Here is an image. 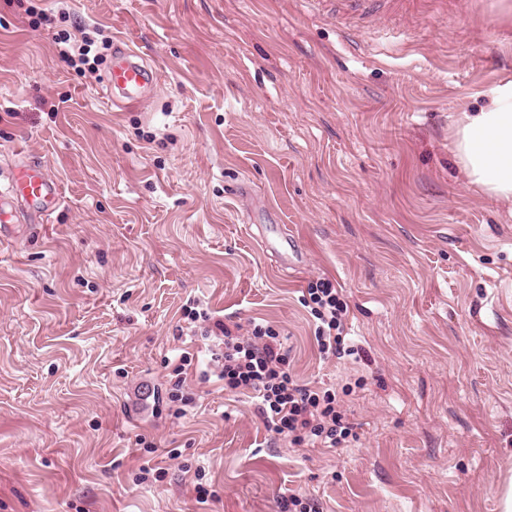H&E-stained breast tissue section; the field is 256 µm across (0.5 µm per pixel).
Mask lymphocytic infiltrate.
I'll return each instance as SVG.
<instances>
[{"label":"lymphocytic infiltrate","mask_w":512,"mask_h":512,"mask_svg":"<svg viewBox=\"0 0 512 512\" xmlns=\"http://www.w3.org/2000/svg\"><path fill=\"white\" fill-rule=\"evenodd\" d=\"M307 304L316 320L314 339L320 354L341 358L351 355L345 344L347 305L338 289L325 278L310 284ZM185 319L207 322V335L221 345L211 355L216 376L225 390L248 394L267 430L296 445L335 448L353 438L343 401L335 391L299 383L288 370V354L280 333L268 324L253 325L245 336L234 334L206 309L190 305Z\"/></svg>","instance_id":"lymphocytic-infiltrate-1"}]
</instances>
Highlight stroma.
Segmentation results:
<instances>
[{
	"label": "stroma",
	"mask_w": 512,
	"mask_h": 512,
	"mask_svg": "<svg viewBox=\"0 0 512 512\" xmlns=\"http://www.w3.org/2000/svg\"><path fill=\"white\" fill-rule=\"evenodd\" d=\"M82 27L138 50L153 92L113 101L110 49L85 74L63 62L58 33ZM360 42L317 0H0V174L33 161L62 194L0 238V512H281L291 494L500 512L512 200L469 183L454 130L512 80V0H423L404 33ZM264 224L297 268L261 248ZM320 278L355 355L318 353L303 297ZM193 298L279 328L301 383L351 387L356 441L278 440L193 373L194 407L165 413L166 360L211 366V340L183 331Z\"/></svg>",
	"instance_id": "35a3bbf8"
}]
</instances>
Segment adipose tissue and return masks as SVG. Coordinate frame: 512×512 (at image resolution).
<instances>
[{"label": "adipose tissue", "mask_w": 512, "mask_h": 512, "mask_svg": "<svg viewBox=\"0 0 512 512\" xmlns=\"http://www.w3.org/2000/svg\"><path fill=\"white\" fill-rule=\"evenodd\" d=\"M455 156L470 183L495 199L512 200V82L496 86L478 111L462 112Z\"/></svg>", "instance_id": "ef3b65f1"}]
</instances>
